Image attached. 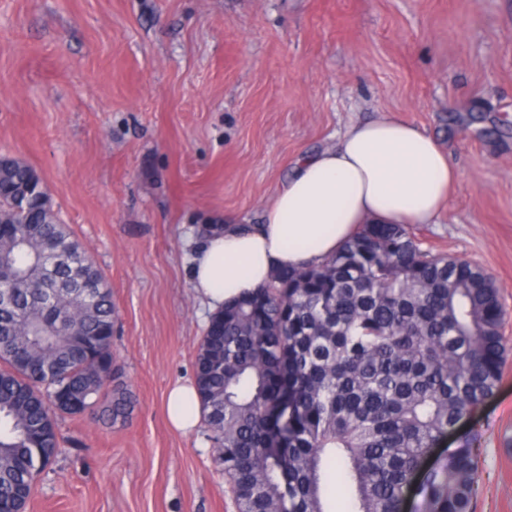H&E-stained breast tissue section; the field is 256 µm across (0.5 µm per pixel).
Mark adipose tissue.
I'll return each instance as SVG.
<instances>
[{
  "label": "adipose tissue",
  "instance_id": "1",
  "mask_svg": "<svg viewBox=\"0 0 512 512\" xmlns=\"http://www.w3.org/2000/svg\"><path fill=\"white\" fill-rule=\"evenodd\" d=\"M458 173L447 154L412 124L388 116L350 126L338 145L298 160L252 229L225 228L198 245L191 280L211 309L266 285L273 272L333 256L362 224H431L449 201ZM180 432L201 416L194 384L167 394Z\"/></svg>",
  "mask_w": 512,
  "mask_h": 512
}]
</instances>
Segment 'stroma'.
<instances>
[{
    "mask_svg": "<svg viewBox=\"0 0 512 512\" xmlns=\"http://www.w3.org/2000/svg\"><path fill=\"white\" fill-rule=\"evenodd\" d=\"M390 115L459 173L423 250L484 267L506 357L489 399L436 443L478 434L472 512H512V0H0V156L42 177L112 289L113 423L58 420L26 512H236L207 423L174 431L210 315L200 231L258 224L297 160Z\"/></svg>",
    "mask_w": 512,
    "mask_h": 512,
    "instance_id": "stroma-1",
    "label": "stroma"
}]
</instances>
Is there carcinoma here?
I'll return each mask as SVG.
<instances>
[{
    "instance_id": "cac0c4a2",
    "label": "carcinoma",
    "mask_w": 512,
    "mask_h": 512,
    "mask_svg": "<svg viewBox=\"0 0 512 512\" xmlns=\"http://www.w3.org/2000/svg\"><path fill=\"white\" fill-rule=\"evenodd\" d=\"M38 173L13 159L3 178ZM0 507L26 508L60 445L57 417L82 415L118 374L112 290L48 193L26 212L0 197ZM67 245L72 262L44 271ZM504 313L480 266L420 248L404 224H362L334 256L281 269L212 316L196 383L237 512H404L435 441L502 377ZM114 390L102 415L126 416ZM477 439L461 438L421 486L423 512H472Z\"/></svg>"
}]
</instances>
